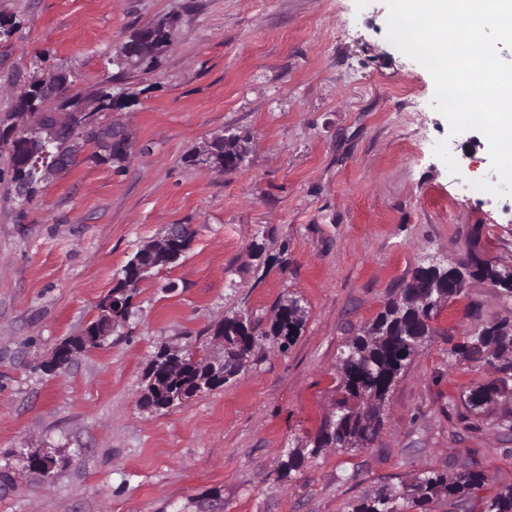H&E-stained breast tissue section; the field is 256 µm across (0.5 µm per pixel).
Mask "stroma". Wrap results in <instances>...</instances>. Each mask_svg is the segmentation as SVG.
Returning <instances> with one entry per match:
<instances>
[{
    "mask_svg": "<svg viewBox=\"0 0 512 512\" xmlns=\"http://www.w3.org/2000/svg\"><path fill=\"white\" fill-rule=\"evenodd\" d=\"M383 0H0V125L34 72L65 67L76 89L115 78L130 103L109 113L130 139L122 163H78L18 206L0 149V512H346L385 484L473 467L489 498L512 486V438L496 419L512 396L471 415L449 406L499 373L449 360L476 326L512 320V296L471 280L406 367L367 447L324 449L284 474L340 391L344 346L413 272L467 251L512 266V195L480 132L451 134L428 70L386 38ZM173 22L148 72L108 63L135 31ZM246 136L232 171L186 156ZM194 238L142 281L129 320L103 346L47 372L115 275L167 226ZM174 291H165L167 282ZM304 310L288 350L268 339L224 387L157 411L143 372L163 347L211 345L224 316ZM68 456L51 481L29 453Z\"/></svg>",
    "mask_w": 512,
    "mask_h": 512,
    "instance_id": "35a3bbf8",
    "label": "stroma"
}]
</instances>
